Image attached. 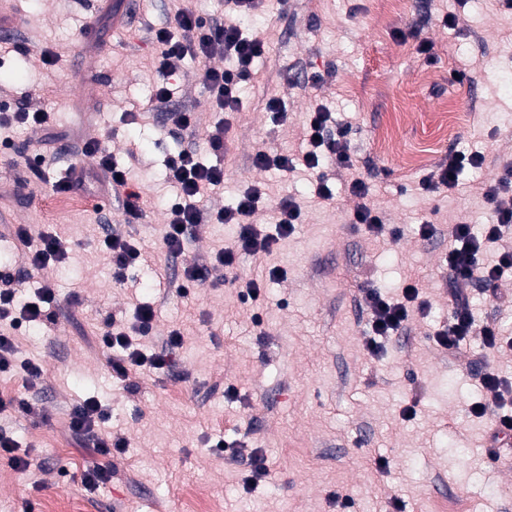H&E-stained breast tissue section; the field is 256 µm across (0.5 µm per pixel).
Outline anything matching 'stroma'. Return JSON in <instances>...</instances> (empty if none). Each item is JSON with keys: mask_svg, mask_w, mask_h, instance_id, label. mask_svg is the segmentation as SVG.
Returning a JSON list of instances; mask_svg holds the SVG:
<instances>
[{"mask_svg": "<svg viewBox=\"0 0 512 512\" xmlns=\"http://www.w3.org/2000/svg\"><path fill=\"white\" fill-rule=\"evenodd\" d=\"M183 7L209 19L224 16V0H136L131 19L116 30L100 0H0L19 24L13 44L28 49L0 53V106L49 112L52 129L66 137L49 144L25 125L0 128V214L9 220L0 225V269L26 266L9 232L13 224L36 234L53 228L73 247L65 264L19 286L25 301L51 280L58 320L16 337L19 358L45 370L41 390L23 392L19 379L0 373V396L22 392L30 405L0 412V428L31 462L21 472L0 461V512H46L67 500L78 512H191L184 493L195 487L218 499L222 512H336L329 500L336 491L351 497L353 512H391L395 498L403 512H512V471L482 462L486 424L468 412L481 396L479 371L490 366L512 378V352L470 342L451 356L433 341L434 330L451 319L444 257L452 229L462 220L489 221L491 206L479 188L512 161V10L502 0H400L391 11L386 0H264L243 27L266 42V53L242 88L239 111L222 114L211 109L196 61L185 60L174 76L149 64L156 31L170 27ZM92 20L103 48L82 57ZM45 51L54 62H43ZM317 73L324 84L307 87ZM162 84L171 106L194 113L192 129L173 134L164 113L149 110ZM272 98L284 101L286 119L268 112ZM319 106L331 112V127L350 125L356 164L329 169L336 199L323 205L304 165L286 172L251 163L259 150L298 152L306 117ZM219 122L226 127L220 159L207 144ZM88 140L125 168L147 202L140 219L127 221L117 199L99 210L93 188L57 207L52 184L70 165H91L82 153ZM189 145L201 162L224 165V188L209 195L210 208L232 204L254 183L267 189L252 217L258 229H271L280 196L303 208L302 224L271 253L238 261L240 278L264 280L259 302L243 303L229 282L179 292L184 266L232 243L237 231L207 225L187 235L181 255H168L165 207L176 190L165 165ZM36 151L44 174L18 187ZM453 151L480 153L483 164L465 168L455 189L423 193L420 180ZM356 177L368 186L367 203L401 228L397 241L352 224L357 200L348 187ZM424 220L437 229L432 238L416 232ZM114 229L151 259L120 282L98 248ZM272 266L286 268L287 279L267 281ZM157 268L169 276L165 287L152 285ZM415 276L426 310L371 361L363 349L364 288L380 285L396 297ZM500 289L496 298L474 286L475 315L512 336V309L502 301L512 294V279ZM143 304L155 311L146 350L161 348L175 326L184 342L170 370L133 374L132 396L113 379L97 336L104 318L131 321ZM228 385L235 398L225 397ZM89 397L108 409L104 431L128 443L110 459L112 481L92 491L82 476L99 457L67 430L70 410ZM412 400L416 415L402 418ZM218 440L230 451H214ZM256 454L266 457L269 474L247 493L241 479ZM379 457L387 469L377 468Z\"/></svg>", "mask_w": 512, "mask_h": 512, "instance_id": "stroma-1", "label": "stroma"}]
</instances>
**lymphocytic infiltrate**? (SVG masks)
I'll return each mask as SVG.
<instances>
[{"label": "lymphocytic infiltrate", "mask_w": 512, "mask_h": 512, "mask_svg": "<svg viewBox=\"0 0 512 512\" xmlns=\"http://www.w3.org/2000/svg\"><path fill=\"white\" fill-rule=\"evenodd\" d=\"M260 7V0H224L226 17L221 21L204 19L188 9H177L172 26L159 29L155 34L158 52L151 60L152 65L173 75L181 71L184 60L189 57L201 61L215 57L228 59V67L205 68L202 82L210 94L215 111H237L242 86L252 77L253 64L265 54L266 44L261 39L244 36L235 19L256 13ZM328 120L326 109L320 108L310 113L303 126L301 141L306 166L319 173L315 194L324 202L332 200L333 193L327 184L326 174L319 171L323 162L329 160L346 169L354 166L347 140L348 129H341L336 137H325ZM83 152L95 157V167L58 180L56 191L74 194L84 191L89 180L106 181L113 192L123 193V206L128 218L139 219L146 202L139 192L129 189L127 179L120 177L110 153L95 142L85 144ZM482 162L481 155L477 153H451L446 164L422 179L420 187L428 193L455 188L465 167H477ZM166 176L181 192L179 200L167 209L163 242L170 255L182 253L188 232L200 231L208 224H234L238 227L233 244L215 252L208 262L184 266L180 289L185 295L202 285L209 275L232 270L240 255L256 256L272 252L279 241L293 234L297 224L302 221L300 204L294 197L286 195L279 199L276 206L274 232L264 234L257 230L250 218L264 194L259 185L245 189L230 206L218 210L207 209L204 199L209 191L223 183L224 167L220 164H203L196 150L191 148L180 150L169 159ZM482 191L494 206L491 223L482 225L478 230L467 223L455 225L452 230L453 242L445 258L453 315L448 327L436 332L433 340L436 346L451 354L470 340H479L486 350L498 349L502 343V331L497 325L477 324L468 290L476 282L493 290L504 276H512V246L504 243L505 237L512 235V166H504L500 176L493 183L483 186ZM13 235L19 246L28 250L30 270L39 272L60 265L70 255L69 243L56 233L43 234L40 247L34 250L29 247V233L25 227H15ZM497 242L502 243L503 248L496 262L484 263L482 256L487 244ZM99 247L110 260L113 275L118 279L123 278L129 267L148 261L146 252L134 239L115 232L107 233L100 240ZM420 288L419 279L410 278L402 288L401 298L396 301L377 286L364 289L363 300L371 314V332L364 340L368 355L378 357L383 340L406 328L413 316ZM54 295V288L47 282L41 286L35 304H22L17 300L12 277L7 275L0 279V322L10 326L9 332L0 333V372L18 375L23 388L27 390L42 385L44 369L38 363L18 360L14 334L24 328L54 322V313L45 307ZM154 317L151 307L142 306L137 309L132 326L125 327L108 319L99 332V341L108 353L113 378L124 382L127 392L132 395L137 392L131 380L132 372L144 366L155 371L166 370L175 350L183 343V331L175 328L168 332L160 351L145 354L137 339L151 333ZM480 384L482 398L470 406L469 414L477 419L490 418L489 445L497 448L512 439V414L503 410L505 402L512 401V381L489 368L482 373ZM106 418L107 413L101 403L88 398L72 408L68 428L75 440L91 444L99 455L123 453L126 439L101 430Z\"/></svg>", "instance_id": "obj_1"}]
</instances>
